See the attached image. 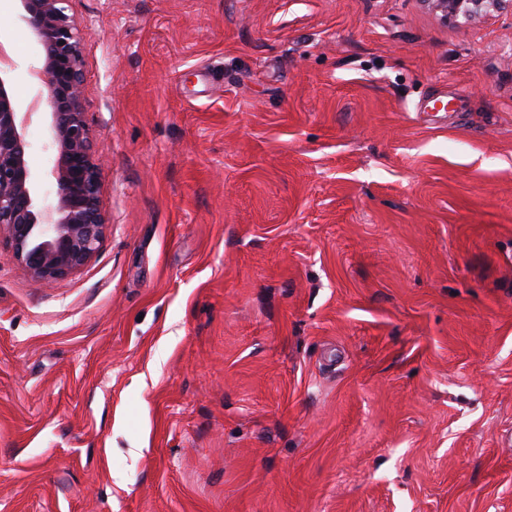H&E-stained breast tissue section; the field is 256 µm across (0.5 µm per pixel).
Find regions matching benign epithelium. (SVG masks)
<instances>
[{"label": "benign epithelium", "instance_id": "benign-epithelium-1", "mask_svg": "<svg viewBox=\"0 0 512 512\" xmlns=\"http://www.w3.org/2000/svg\"><path fill=\"white\" fill-rule=\"evenodd\" d=\"M20 15L42 57L40 89L18 109L12 82L0 75V238L38 285L60 281L99 251L106 222L99 206L101 173L82 111L83 38L68 0H20ZM443 22L512 13V0H424ZM50 108L51 199L34 188L26 126L42 104Z\"/></svg>", "mask_w": 512, "mask_h": 512}]
</instances>
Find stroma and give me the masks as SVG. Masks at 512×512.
<instances>
[{"mask_svg": "<svg viewBox=\"0 0 512 512\" xmlns=\"http://www.w3.org/2000/svg\"><path fill=\"white\" fill-rule=\"evenodd\" d=\"M69 12L107 228L0 244V512H512V16Z\"/></svg>", "mask_w": 512, "mask_h": 512, "instance_id": "obj_1", "label": "stroma"}]
</instances>
